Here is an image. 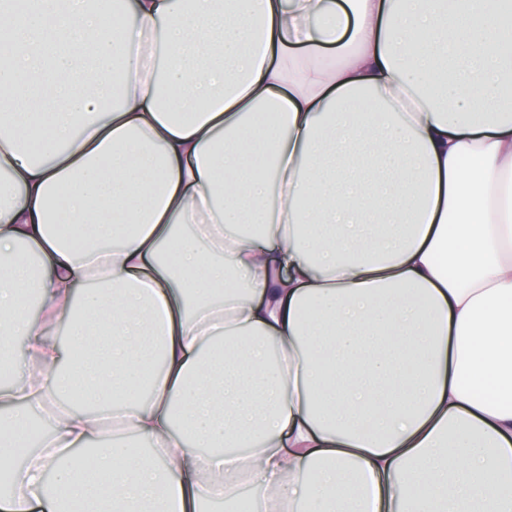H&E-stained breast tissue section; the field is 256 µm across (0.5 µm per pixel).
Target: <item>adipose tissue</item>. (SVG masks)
<instances>
[{
  "mask_svg": "<svg viewBox=\"0 0 512 512\" xmlns=\"http://www.w3.org/2000/svg\"><path fill=\"white\" fill-rule=\"evenodd\" d=\"M0 46V447L51 425L0 512H512V0H0Z\"/></svg>",
  "mask_w": 512,
  "mask_h": 512,
  "instance_id": "ef3b65f1",
  "label": "adipose tissue"
}]
</instances>
